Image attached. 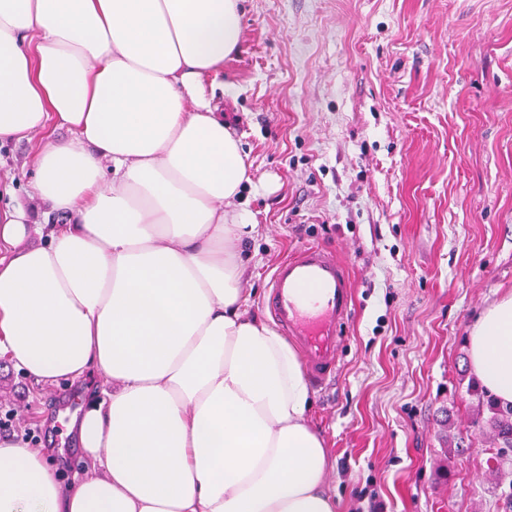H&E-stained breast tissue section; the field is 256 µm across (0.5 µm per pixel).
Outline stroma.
Here are the masks:
<instances>
[{
  "instance_id": "35a3bbf8",
  "label": "stroma",
  "mask_w": 512,
  "mask_h": 512,
  "mask_svg": "<svg viewBox=\"0 0 512 512\" xmlns=\"http://www.w3.org/2000/svg\"><path fill=\"white\" fill-rule=\"evenodd\" d=\"M216 100L252 164L242 243L263 307L274 265L315 243L344 258L355 313L335 380L312 388L336 512H505L467 339L512 291V0H242ZM39 140L0 146L29 204ZM78 402L0 361V437L84 452Z\"/></svg>"
}]
</instances>
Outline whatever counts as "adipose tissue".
<instances>
[{
  "mask_svg": "<svg viewBox=\"0 0 512 512\" xmlns=\"http://www.w3.org/2000/svg\"><path fill=\"white\" fill-rule=\"evenodd\" d=\"M241 39L240 0H0V144L46 135L0 210V357L82 386L85 456L0 438V512H335L301 360L244 312L250 165L205 85ZM44 206L69 222L25 244ZM468 356L512 404V292Z\"/></svg>",
  "mask_w": 512,
  "mask_h": 512,
  "instance_id": "obj_1",
  "label": "adipose tissue"
}]
</instances>
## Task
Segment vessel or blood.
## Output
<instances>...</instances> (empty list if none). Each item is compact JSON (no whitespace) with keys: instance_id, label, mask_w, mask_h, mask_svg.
<instances>
[{"instance_id":"vessel-or-blood-1","label":"vessel or blood","mask_w":512,"mask_h":512,"mask_svg":"<svg viewBox=\"0 0 512 512\" xmlns=\"http://www.w3.org/2000/svg\"><path fill=\"white\" fill-rule=\"evenodd\" d=\"M264 306L297 346L310 380L320 387L334 380L354 306L347 262L319 244L297 248L276 265Z\"/></svg>"}]
</instances>
